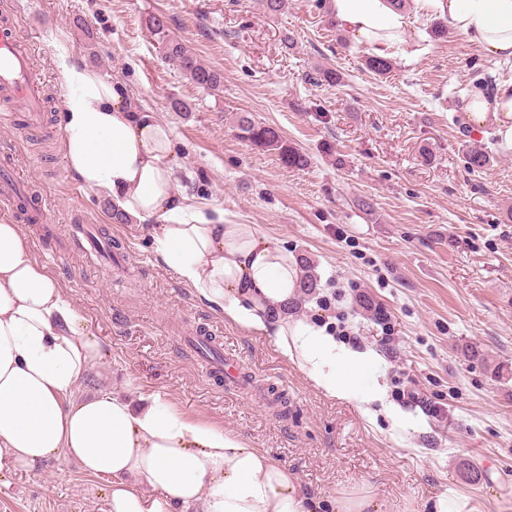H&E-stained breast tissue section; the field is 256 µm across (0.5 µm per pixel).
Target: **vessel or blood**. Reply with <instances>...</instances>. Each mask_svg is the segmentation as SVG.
<instances>
[{"label": "vessel or blood", "instance_id": "1", "mask_svg": "<svg viewBox=\"0 0 512 512\" xmlns=\"http://www.w3.org/2000/svg\"><path fill=\"white\" fill-rule=\"evenodd\" d=\"M44 97L42 80L35 72L30 58L21 50L8 25L0 26V122L13 120L12 106L23 103L32 123L41 120V103ZM23 183L11 171L0 173V203L11 209H22L24 220L44 224L48 221L50 205L47 199L40 198L21 206L20 195ZM102 230L94 224L78 225L74 235L67 240L68 248L82 252L97 265L127 269L130 256L118 250H105ZM207 376L223 379L226 387L244 389L247 382L240 373L236 360L226 355L223 349H216L214 355L203 358Z\"/></svg>", "mask_w": 512, "mask_h": 512}]
</instances>
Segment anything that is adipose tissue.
<instances>
[{"mask_svg":"<svg viewBox=\"0 0 512 512\" xmlns=\"http://www.w3.org/2000/svg\"><path fill=\"white\" fill-rule=\"evenodd\" d=\"M492 57L512 58V0H414ZM337 22L381 48L409 43L406 15L391 0H332ZM70 87L62 114L63 158L87 188L146 227L160 266L249 332L270 336L314 388L355 401L364 416L402 427L384 386L368 384L376 354L327 326L288 316L302 271L288 248L223 211L190 208L178 188L173 131L155 112L131 108L124 83L59 56ZM466 117L512 147V90H475ZM103 359L59 284L30 256L19 224L0 221V466L32 472L71 459L109 479L108 512H318L287 466L234 431L191 419L162 394L130 398L82 392Z\"/></svg>","mask_w":512,"mask_h":512,"instance_id":"obj_1","label":"adipose tissue"}]
</instances>
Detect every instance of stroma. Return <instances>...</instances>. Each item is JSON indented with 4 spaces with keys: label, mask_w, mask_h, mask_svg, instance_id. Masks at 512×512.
Listing matches in <instances>:
<instances>
[{
    "label": "stroma",
    "mask_w": 512,
    "mask_h": 512,
    "mask_svg": "<svg viewBox=\"0 0 512 512\" xmlns=\"http://www.w3.org/2000/svg\"><path fill=\"white\" fill-rule=\"evenodd\" d=\"M159 13L223 73L219 90L197 88L166 58L144 25ZM433 22L412 16L413 55L395 56L382 79L363 65L371 46L331 26L319 0H287L272 18L258 0H24L14 34L46 86L49 127L60 129L64 110L56 96L66 87L61 52L125 83L133 106L173 129L188 205L223 210L225 223L256 225L314 260L319 287L294 318L317 319L318 297L343 291L347 342L377 353L369 380L386 385L413 427L368 422L356 402L314 389L268 338L210 309L156 263L139 225L110 220L102 193L67 169L61 140L42 138L19 110L13 124L0 125V165L48 196L54 234L38 224L22 230L104 349L86 388L167 395L186 415L267 449L320 512L358 495L378 512H430L441 495L466 502L465 512H512V149L465 118L476 87L512 85V60L488 56L453 30L434 40ZM327 64L340 70V86L312 81ZM173 98L190 111H169ZM243 113L277 128L309 166L287 167L239 139ZM474 147L488 162L473 173L465 155ZM358 197L371 199L372 212L355 206ZM75 214L107 228L128 251L129 271L59 252ZM363 296L381 304L382 320L364 313ZM202 328L261 398L205 377L179 343ZM470 346L480 358L468 357ZM466 463L480 482L464 478ZM109 494L107 479L67 459L30 473L0 470V512H105Z\"/></svg>",
    "instance_id": "stroma-1"
}]
</instances>
